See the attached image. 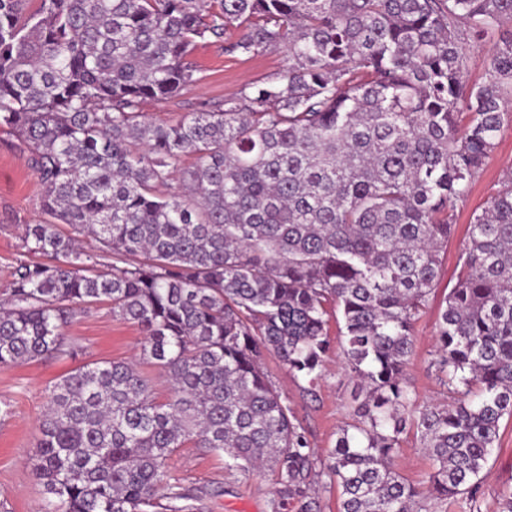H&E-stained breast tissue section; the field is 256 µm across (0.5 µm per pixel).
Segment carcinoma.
I'll list each match as a JSON object with an SVG mask.
<instances>
[{
  "label": "carcinoma",
  "instance_id": "carcinoma-1",
  "mask_svg": "<svg viewBox=\"0 0 512 512\" xmlns=\"http://www.w3.org/2000/svg\"><path fill=\"white\" fill-rule=\"evenodd\" d=\"M25 5L0 0V127L44 194L0 308V366L73 355L66 329L105 303L173 389L155 400L124 361L61 377L33 463L42 512H202L169 470L187 442L231 473L270 470L269 512H321L320 475L339 512L473 491L512 418V171L473 213L439 313L433 366L456 402L416 409L404 370L454 212L512 126V32L481 83L464 45L512 23V0ZM231 29L226 52L281 45L288 68L222 108L148 119L193 81L197 43ZM332 315L358 420L320 463L261 361L315 386ZM409 426L435 462L425 493L395 467Z\"/></svg>",
  "mask_w": 512,
  "mask_h": 512
}]
</instances>
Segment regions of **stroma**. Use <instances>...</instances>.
Segmentation results:
<instances>
[{"label":"stroma","mask_w":512,"mask_h":512,"mask_svg":"<svg viewBox=\"0 0 512 512\" xmlns=\"http://www.w3.org/2000/svg\"><path fill=\"white\" fill-rule=\"evenodd\" d=\"M195 67L193 81L181 96L163 104H147L149 117L173 120L203 106L216 107L241 96L253 82L268 81L288 66L283 47H270L263 55L249 58L229 55L220 42L203 41L189 56ZM512 169V127L502 133L493 158L477 175L467 200L457 207L456 229L441 255L439 281L415 327L413 354L405 377L418 405L445 406L454 396L431 365L435 350L436 323L445 294L455 285L459 253L466 227L475 210L481 209L495 192L506 170ZM43 186L17 139L0 130V291L9 282V271L21 259L22 227L41 217ZM75 357L40 360L14 368H0V403H8L11 413L0 418V505L6 512H39L43 487L36 478L30 458L40 439L39 422L49 388L62 376L96 361L137 360L154 397L171 396L166 376L141 356L143 333L134 323L113 317L100 304L79 316L66 331ZM262 367L288 400L296 419L318 458H326L340 430L356 420L351 380L340 351L327 359L323 377L313 389L295 380L274 355H266ZM172 475L183 487L200 496L206 512H269L274 487L271 472L228 475L224 457L185 444L171 457ZM400 475L409 483L427 489L434 462L424 449L416 428H407L401 437L396 459ZM512 493V418L502 419L499 439L488 458L472 494L449 500L442 512H499L504 495Z\"/></svg>","instance_id":"35a3bbf8"}]
</instances>
